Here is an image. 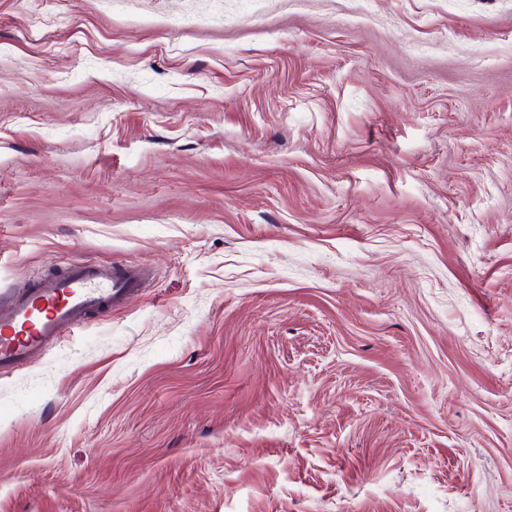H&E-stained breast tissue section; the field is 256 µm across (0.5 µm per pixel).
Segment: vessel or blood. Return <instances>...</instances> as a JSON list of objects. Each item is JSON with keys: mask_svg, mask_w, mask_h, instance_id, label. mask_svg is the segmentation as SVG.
Segmentation results:
<instances>
[{"mask_svg": "<svg viewBox=\"0 0 512 512\" xmlns=\"http://www.w3.org/2000/svg\"><path fill=\"white\" fill-rule=\"evenodd\" d=\"M151 277L145 265H71L61 276L34 281L25 292L0 298V368L27 363L60 336L77 332L88 313L118 307Z\"/></svg>", "mask_w": 512, "mask_h": 512, "instance_id": "obj_1", "label": "vessel or blood"}]
</instances>
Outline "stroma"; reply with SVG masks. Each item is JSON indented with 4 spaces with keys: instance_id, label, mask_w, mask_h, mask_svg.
Masks as SVG:
<instances>
[{
    "instance_id": "1",
    "label": "stroma",
    "mask_w": 512,
    "mask_h": 512,
    "mask_svg": "<svg viewBox=\"0 0 512 512\" xmlns=\"http://www.w3.org/2000/svg\"><path fill=\"white\" fill-rule=\"evenodd\" d=\"M82 262L0 512H512V0H0V293Z\"/></svg>"
}]
</instances>
